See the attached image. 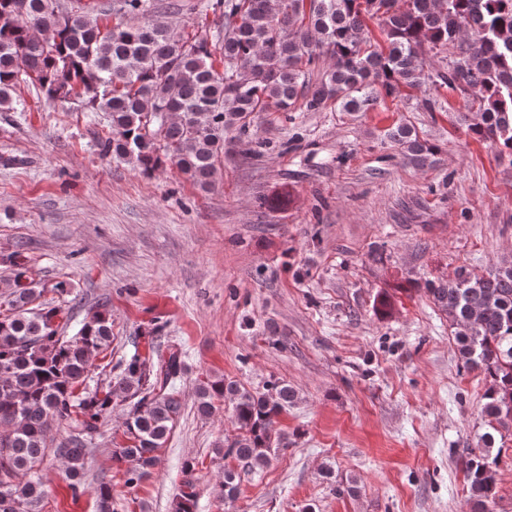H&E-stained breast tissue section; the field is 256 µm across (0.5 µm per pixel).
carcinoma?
<instances>
[{
    "label": "carcinoma",
    "instance_id": "obj_1",
    "mask_svg": "<svg viewBox=\"0 0 512 512\" xmlns=\"http://www.w3.org/2000/svg\"><path fill=\"white\" fill-rule=\"evenodd\" d=\"M208 8L224 23L186 37L132 21L146 14L148 0H115L110 27L52 0H0V112L18 111L17 88L29 83L49 103L105 113L111 133L103 154L146 177L172 165L208 190L226 134H247L257 112H366L402 87L440 112L446 89L477 105L468 130L512 163V0H211ZM374 18L384 26L381 42L369 27ZM380 138L414 168L439 162V146L408 123ZM6 261L13 278L0 311V512L38 508L51 455L72 496L83 495L87 446L121 405L129 408L126 441L113 448L112 462L137 486L182 414V349L162 352L150 341L148 353L134 349L117 381L91 388L90 357L110 348L111 317L96 311L65 335L61 306L39 301L44 288L19 255ZM426 292L448 318L463 367L490 381L488 431L464 458L467 503L481 512L497 494L495 435L512 432V262L481 277L461 267ZM226 399L238 435L219 452L235 462L224 469V494L233 498L239 469L264 468L285 445L275 419L296 393L278 378L260 389L224 376L197 384L201 415ZM56 422L69 425L60 443ZM195 470L196 462L184 463L172 512H195ZM93 491L99 512H112V481L100 479Z\"/></svg>",
    "mask_w": 512,
    "mask_h": 512
}]
</instances>
